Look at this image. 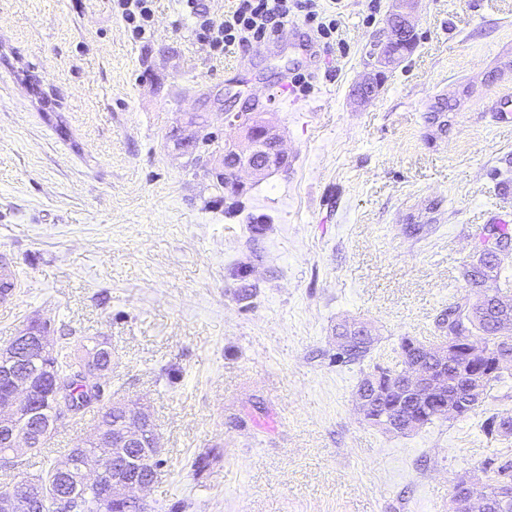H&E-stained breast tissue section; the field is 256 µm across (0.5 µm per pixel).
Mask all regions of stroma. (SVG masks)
<instances>
[{"mask_svg":"<svg viewBox=\"0 0 512 512\" xmlns=\"http://www.w3.org/2000/svg\"><path fill=\"white\" fill-rule=\"evenodd\" d=\"M317 3L340 45L316 69L285 43L212 59L179 0H156L137 42L112 0H0V255L18 279L0 346L33 319L111 344L115 396L147 406L162 448L148 512H448L459 477L512 454L473 417L378 431L362 366L331 359L344 320L384 357L434 343L472 233L512 209V0H420L413 51L365 104L391 2ZM228 112L275 126L290 157L239 193L172 141L192 119L238 137ZM93 424L63 421L0 483Z\"/></svg>","mask_w":512,"mask_h":512,"instance_id":"stroma-1","label":"stroma"}]
</instances>
